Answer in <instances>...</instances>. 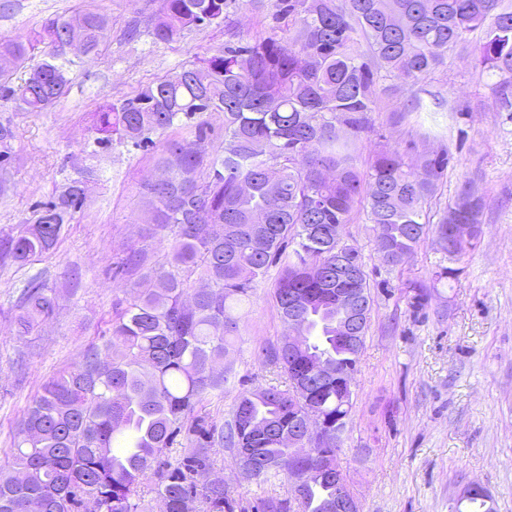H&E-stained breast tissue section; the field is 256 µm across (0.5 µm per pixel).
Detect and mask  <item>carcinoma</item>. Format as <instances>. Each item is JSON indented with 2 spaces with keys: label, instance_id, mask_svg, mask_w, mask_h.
Listing matches in <instances>:
<instances>
[{
  "label": "carcinoma",
  "instance_id": "1",
  "mask_svg": "<svg viewBox=\"0 0 512 512\" xmlns=\"http://www.w3.org/2000/svg\"><path fill=\"white\" fill-rule=\"evenodd\" d=\"M286 23L261 40L227 41L224 50L181 66L136 94L97 112L96 143L114 140L155 148L154 179L140 185L151 236L172 237L167 267L154 287L135 289L109 320L101 341L50 378L17 424L12 460L0 468V512H235L224 481L211 480L217 447L252 449L253 479L288 476V430L316 407L331 420L349 416L351 402L336 379L319 380L324 357L338 371L356 359L336 330L338 288H356L373 308L361 271L336 277V228L363 200L383 264L398 266L424 241L448 150L423 157V172L404 156L379 151L366 173L355 166L368 113L379 108L377 78L414 87L443 66L448 51L482 30L475 65L498 77L499 112H512V0H159L151 35L170 42L182 31L224 26L233 4ZM108 17L94 11L46 20L34 39L0 36V101L21 112H45L66 94L68 72L98 51ZM41 64L13 83L36 49ZM208 112L224 113V149L209 145ZM193 120L194 141L159 144L153 136ZM14 131L0 123V195L12 188ZM86 200L83 178L69 180L53 200L0 237V261L26 265L52 249ZM482 202L469 184L445 206L436 235L452 256L474 248ZM282 264L274 300L283 324L293 300L309 343L288 353L283 341L271 363L302 383L239 394L231 418L209 406L224 400L230 366L220 368L238 331L237 306L268 269ZM201 284L194 288L192 276ZM410 306L423 309L425 286L407 285ZM56 297L31 278L21 293L15 334L50 319ZM154 497L147 498L145 487ZM336 480L319 472L293 498L258 497L250 512H334Z\"/></svg>",
  "mask_w": 512,
  "mask_h": 512
}]
</instances>
